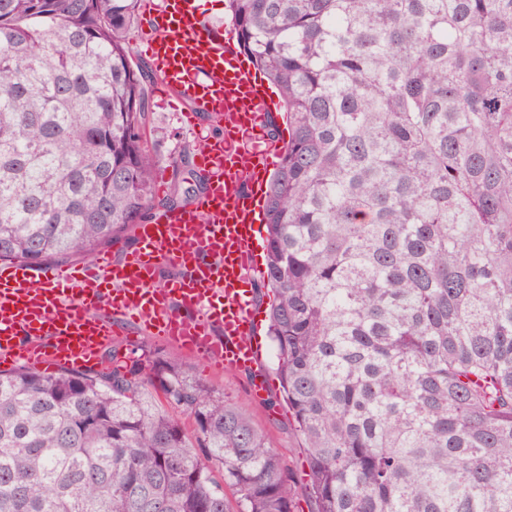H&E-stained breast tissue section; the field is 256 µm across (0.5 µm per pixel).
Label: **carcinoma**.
<instances>
[{
    "label": "carcinoma",
    "instance_id": "1",
    "mask_svg": "<svg viewBox=\"0 0 512 512\" xmlns=\"http://www.w3.org/2000/svg\"><path fill=\"white\" fill-rule=\"evenodd\" d=\"M227 2L288 122L262 282L305 469L178 361L114 349L0 372V512H512V0ZM137 10L0 0L1 262L175 205Z\"/></svg>",
    "mask_w": 512,
    "mask_h": 512
}]
</instances>
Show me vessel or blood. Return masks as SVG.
I'll return each mask as SVG.
<instances>
[{
  "label": "vessel or blood",
  "mask_w": 512,
  "mask_h": 512,
  "mask_svg": "<svg viewBox=\"0 0 512 512\" xmlns=\"http://www.w3.org/2000/svg\"><path fill=\"white\" fill-rule=\"evenodd\" d=\"M151 21L146 54L166 97L183 105L188 126L202 112L224 125L223 137L202 138L197 153L208 188L190 209L136 225V246L121 258L106 252L90 263L42 268L1 262L0 366L92 368L134 328L207 364L251 370L260 397L267 377L248 283L261 222L255 185L282 149L265 134L277 104L197 0H164ZM165 267L174 274L163 281Z\"/></svg>",
  "instance_id": "b4317fda"
}]
</instances>
